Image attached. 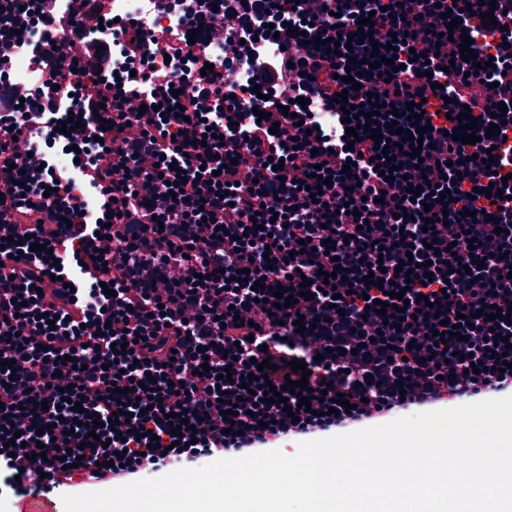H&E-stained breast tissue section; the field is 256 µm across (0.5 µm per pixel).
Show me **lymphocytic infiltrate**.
Listing matches in <instances>:
<instances>
[{"mask_svg":"<svg viewBox=\"0 0 512 512\" xmlns=\"http://www.w3.org/2000/svg\"><path fill=\"white\" fill-rule=\"evenodd\" d=\"M155 11L168 23L120 22L111 45L88 22L111 20L112 0H0V45L30 50L40 72L32 87L0 66V238H13L0 248V438L20 433L0 453V491H25L29 455L39 489L74 474L123 485L511 390L512 319L485 314L512 307L506 0H208L181 16L157 0ZM461 34L478 62L450 49ZM273 36L283 49L267 59ZM342 93L365 113L354 137ZM72 101L82 126L65 170L32 166L29 117L63 124ZM410 103L422 118L408 119ZM465 110L472 145L456 139ZM419 127L414 160L400 133ZM448 325L459 333L444 342ZM264 360L267 378L243 388ZM294 360L310 373V408L295 394L267 403ZM338 396L352 410L332 413ZM119 410L130 421L109 427Z\"/></svg>","mask_w":512,"mask_h":512,"instance_id":"lymphocytic-infiltrate-1","label":"lymphocytic infiltrate"}]
</instances>
